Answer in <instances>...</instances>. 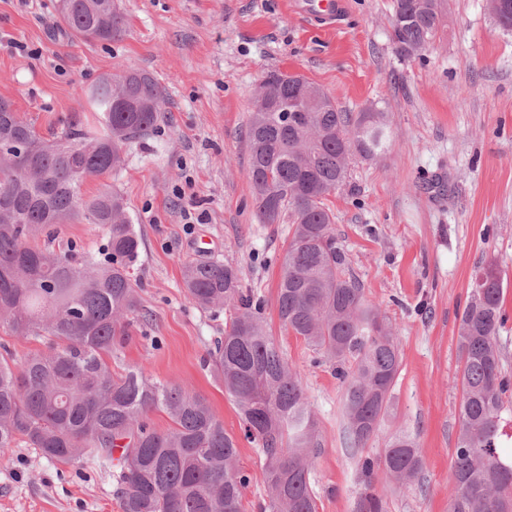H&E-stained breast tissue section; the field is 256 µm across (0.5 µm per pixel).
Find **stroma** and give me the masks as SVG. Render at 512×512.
<instances>
[{"mask_svg":"<svg viewBox=\"0 0 512 512\" xmlns=\"http://www.w3.org/2000/svg\"><path fill=\"white\" fill-rule=\"evenodd\" d=\"M290 0H114L125 19L109 43L65 33L58 0H0V97L53 138L91 117L86 90L134 67L155 78L167 103L153 136L128 146L122 168L87 180L123 197L141 236L132 271L142 315L112 354V371L145 367L150 378L204 398L238 444L251 482L245 512L266 497L263 459L223 384L204 367L229 308L189 302L182 268L214 258L237 265L244 288L265 302V322L302 384L318 422L312 485L318 512H356L366 490L361 457L382 460L391 435L413 436L419 484L384 487V512H448L460 427L461 315L479 268L508 279L501 333L512 375V32L488 0H447L446 26L415 58L392 42V0H349L340 29L309 25ZM272 70L303 75L338 108L384 106L387 150L353 156L330 196L348 272L389 319L402 353L392 414L362 453L343 440L340 381L331 365L285 332L276 310L288 224L259 223L247 177L249 115ZM104 235L64 224L49 246L95 252ZM0 465V512H121L112 471L81 460L57 464L25 445Z\"/></svg>","mask_w":512,"mask_h":512,"instance_id":"1","label":"stroma"}]
</instances>
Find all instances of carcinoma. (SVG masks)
<instances>
[{"label":"carcinoma","instance_id":"obj_1","mask_svg":"<svg viewBox=\"0 0 512 512\" xmlns=\"http://www.w3.org/2000/svg\"><path fill=\"white\" fill-rule=\"evenodd\" d=\"M419 9L413 21L392 22L396 52L429 47L444 28L446 0H394L393 15ZM60 18L71 34L110 42L123 16L112 0H67ZM92 88L98 125L70 128L53 139L0 98V143L27 156H0V323L16 336H47L56 346L28 356L21 369L0 358V448L20 443L50 461L83 459L113 468L121 512H244L249 483L233 436L208 403L178 385L152 381L141 367L115 376L109 359L141 309L131 270L141 238L122 196L110 189L84 199L90 177L117 172L127 144L158 128L162 87L130 67ZM272 102L254 105L248 126L249 168L262 224L292 221L280 266L281 326L335 367L343 386L344 432L361 450L393 410L401 355L386 319L347 275L334 232L330 195L345 182L350 157H376L390 140L385 110L352 115L334 103L309 109L298 126H283L281 107L298 99L292 74L264 77ZM85 221L105 244L80 259L38 244L49 226ZM187 299L202 310L234 309L205 364L224 384L263 457V512H317L312 487L318 425L300 373L269 335L263 300L242 288L240 269L219 260L188 262ZM504 275L476 271L471 301L458 328L460 429L452 456L448 512H512V452L503 451V413L512 378L498 344L508 316ZM163 410L159 432L148 414ZM383 470L401 488L420 480L422 462L405 432L389 440Z\"/></svg>","mask_w":512,"mask_h":512}]
</instances>
